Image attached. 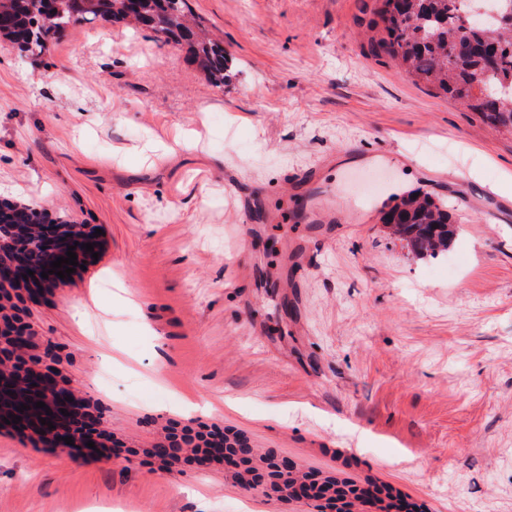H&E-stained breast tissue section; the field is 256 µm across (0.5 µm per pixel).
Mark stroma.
<instances>
[{"label": "stroma", "instance_id": "obj_1", "mask_svg": "<svg viewBox=\"0 0 512 512\" xmlns=\"http://www.w3.org/2000/svg\"><path fill=\"white\" fill-rule=\"evenodd\" d=\"M188 3L224 87L120 23L0 41V199L103 232L16 306L119 444L0 428V512H301L189 445L161 469L177 423L427 512H512V132L368 55L372 0ZM414 189L458 218L446 256L380 221Z\"/></svg>", "mask_w": 512, "mask_h": 512}]
</instances>
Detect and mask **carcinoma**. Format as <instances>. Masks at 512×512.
<instances>
[{"label": "carcinoma", "mask_w": 512, "mask_h": 512, "mask_svg": "<svg viewBox=\"0 0 512 512\" xmlns=\"http://www.w3.org/2000/svg\"><path fill=\"white\" fill-rule=\"evenodd\" d=\"M459 2L374 0L369 52L388 56L488 123L512 130V0H492L496 16L486 23L461 12ZM98 20H126L166 43L187 44L207 79L224 86V46L204 35L188 0H0V35L31 56L69 27ZM383 223L419 259L448 252L456 234L448 205L422 191L399 197Z\"/></svg>", "instance_id": "obj_1"}]
</instances>
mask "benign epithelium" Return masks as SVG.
Returning a JSON list of instances; mask_svg holds the SVG:
<instances>
[{
  "instance_id": "1",
  "label": "benign epithelium",
  "mask_w": 512,
  "mask_h": 512,
  "mask_svg": "<svg viewBox=\"0 0 512 512\" xmlns=\"http://www.w3.org/2000/svg\"><path fill=\"white\" fill-rule=\"evenodd\" d=\"M28 210L40 216L39 224H0V299L9 297L7 287L21 288L33 295L45 292L61 281L56 274L42 277L51 266L34 267L26 258L22 239L36 242L41 249L53 258L67 257L68 247H74L78 264L82 265L92 257V253L82 248L86 243L93 244L94 251L101 247L100 238L94 236L95 228L87 224H75L63 215H52L44 209L28 206ZM33 275H28V271ZM30 326L13 320L11 316H0V423L13 414L23 420L37 422L41 438L53 446L65 445L64 438L78 441V446L87 447L92 441L99 445L98 436L85 434L71 425V417L61 410L72 412L76 399L73 393L57 380L56 356L52 349L45 352L46 359L34 361L28 357ZM42 401L44 408L36 407ZM27 406L20 412L18 408ZM44 418L54 425L39 423ZM297 463L282 459L275 461V469L280 476L273 479L270 489L283 498L297 503L311 501L301 494L299 486L285 489L284 481L294 472Z\"/></svg>"
}]
</instances>
